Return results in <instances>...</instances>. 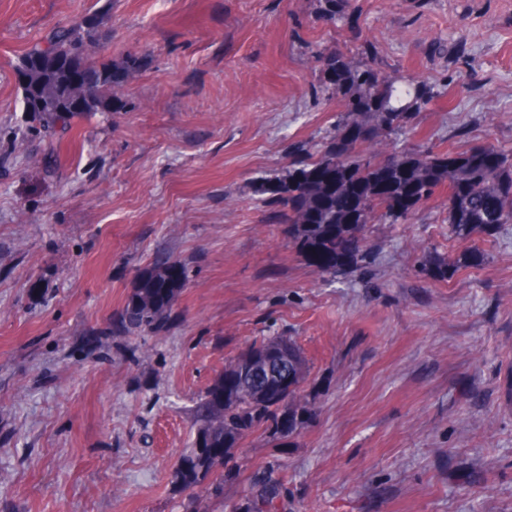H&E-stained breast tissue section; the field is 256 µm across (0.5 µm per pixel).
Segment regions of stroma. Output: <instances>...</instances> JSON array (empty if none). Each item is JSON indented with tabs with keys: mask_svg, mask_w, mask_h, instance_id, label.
<instances>
[{
	"mask_svg": "<svg viewBox=\"0 0 512 512\" xmlns=\"http://www.w3.org/2000/svg\"><path fill=\"white\" fill-rule=\"evenodd\" d=\"M0 0V512H512V224L459 242L447 186L370 225L363 267L323 277L253 197L336 135L340 55L426 84L389 144L512 153V0ZM144 58L122 107L47 135L16 68L52 27ZM478 263L446 281L423 253ZM188 283L159 335L120 331L159 254ZM291 337L306 419L225 457L222 493L176 477L191 410L239 352Z\"/></svg>",
	"mask_w": 512,
	"mask_h": 512,
	"instance_id": "1",
	"label": "stroma"
}]
</instances>
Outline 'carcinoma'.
Listing matches in <instances>:
<instances>
[{
	"label": "carcinoma",
	"instance_id": "1",
	"mask_svg": "<svg viewBox=\"0 0 512 512\" xmlns=\"http://www.w3.org/2000/svg\"><path fill=\"white\" fill-rule=\"evenodd\" d=\"M100 48L95 27L80 17L51 29L23 58V101L43 102L44 126L67 129L70 119L83 112L107 108L103 92L123 95L131 67L95 60ZM331 74L326 89L349 96L350 110L342 133L322 144L316 154L284 168L273 179L256 181L259 200L283 207L288 236L305 263L321 275L336 277L363 251L369 225L395 224L410 219L443 182L452 188L463 184L462 194H448L449 230L458 239L474 231L491 232L512 223V156L485 146L467 151L419 153L377 152L364 157L356 146L372 148L376 140L398 129L407 110L427 102L423 85L398 81L361 70L343 60L326 64ZM422 271L435 281L448 280L457 263L438 253L422 257ZM187 281V271L177 261L157 258L138 276L137 287L126 302L121 325L137 334H158L167 326ZM288 351V371L295 388L288 393V408L266 398L278 382L268 368L265 351ZM305 360L290 338L276 336L255 344L235 357L207 388L193 409L197 452L180 481L191 486L211 477V488H224V453L258 429L273 439L297 429L301 409L299 393Z\"/></svg>",
	"mask_w": 512,
	"mask_h": 512
}]
</instances>
